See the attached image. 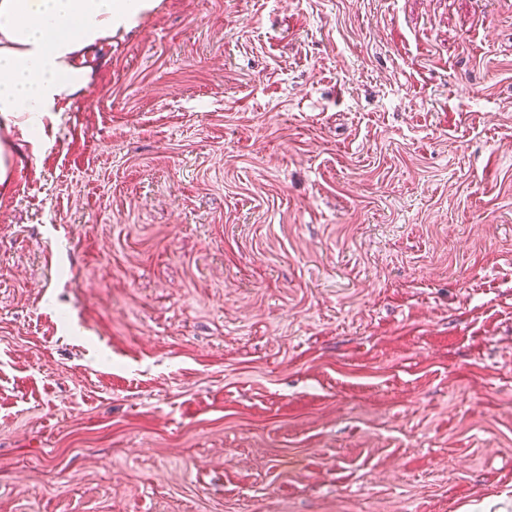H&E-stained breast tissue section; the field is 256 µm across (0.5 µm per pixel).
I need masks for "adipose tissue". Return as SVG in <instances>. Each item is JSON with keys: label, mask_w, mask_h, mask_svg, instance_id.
<instances>
[{"label": "adipose tissue", "mask_w": 512, "mask_h": 512, "mask_svg": "<svg viewBox=\"0 0 512 512\" xmlns=\"http://www.w3.org/2000/svg\"><path fill=\"white\" fill-rule=\"evenodd\" d=\"M158 0H0V129L38 143L85 90L86 50L136 27Z\"/></svg>", "instance_id": "1"}]
</instances>
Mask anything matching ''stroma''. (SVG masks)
Returning <instances> with one entry per match:
<instances>
[{
	"instance_id": "1",
	"label": "stroma",
	"mask_w": 512,
	"mask_h": 512,
	"mask_svg": "<svg viewBox=\"0 0 512 512\" xmlns=\"http://www.w3.org/2000/svg\"><path fill=\"white\" fill-rule=\"evenodd\" d=\"M0 191V512H512V0H159Z\"/></svg>"
}]
</instances>
